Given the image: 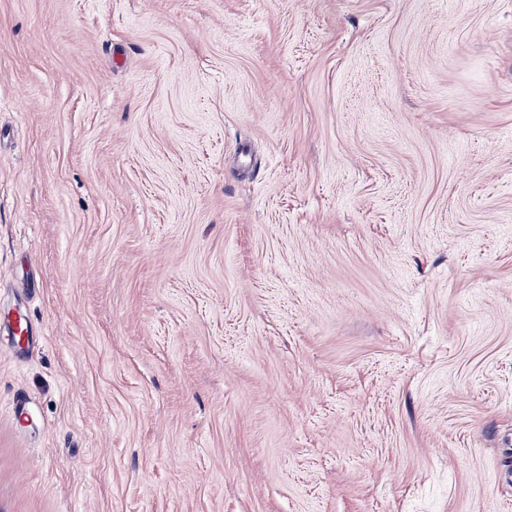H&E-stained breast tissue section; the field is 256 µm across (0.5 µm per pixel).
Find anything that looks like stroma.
<instances>
[{
  "instance_id": "obj_1",
  "label": "stroma",
  "mask_w": 512,
  "mask_h": 512,
  "mask_svg": "<svg viewBox=\"0 0 512 512\" xmlns=\"http://www.w3.org/2000/svg\"><path fill=\"white\" fill-rule=\"evenodd\" d=\"M0 512H512V0H0Z\"/></svg>"
}]
</instances>
